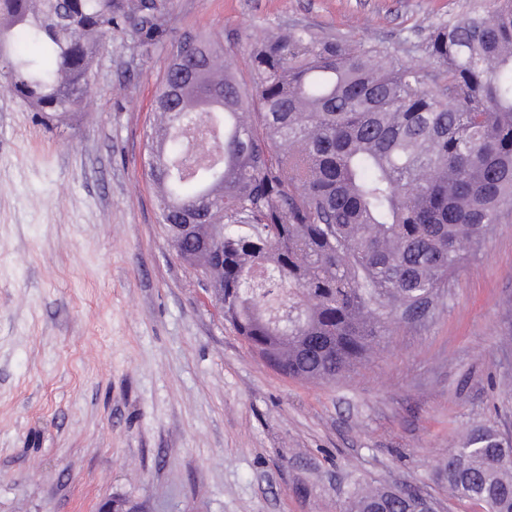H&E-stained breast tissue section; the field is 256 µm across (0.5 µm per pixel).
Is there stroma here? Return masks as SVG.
Returning <instances> with one entry per match:
<instances>
[{
	"mask_svg": "<svg viewBox=\"0 0 512 512\" xmlns=\"http://www.w3.org/2000/svg\"><path fill=\"white\" fill-rule=\"evenodd\" d=\"M489 0H154L162 27L100 49L88 111L65 121L0 88V512H344L361 487H411L440 512L461 433L512 436V221L467 249L432 315L393 325L332 381L281 376L211 302L159 222L144 153L186 36L285 28L397 47Z\"/></svg>",
	"mask_w": 512,
	"mask_h": 512,
	"instance_id": "obj_1",
	"label": "stroma"
}]
</instances>
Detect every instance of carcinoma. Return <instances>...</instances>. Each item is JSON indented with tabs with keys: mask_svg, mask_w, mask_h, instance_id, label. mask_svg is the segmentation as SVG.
Wrapping results in <instances>:
<instances>
[{
	"mask_svg": "<svg viewBox=\"0 0 512 512\" xmlns=\"http://www.w3.org/2000/svg\"><path fill=\"white\" fill-rule=\"evenodd\" d=\"M146 0H0L8 92L65 117L112 30L148 35ZM37 56L15 53L19 39ZM428 65L306 26L250 44L238 78L220 36L181 44L154 98L147 175L178 256L224 225V321L268 366L332 380L397 314L420 317L466 249L512 219V0L431 27ZM198 221L191 239L174 225ZM449 493L512 512V438L472 428L448 452ZM420 493L353 494L349 512H414Z\"/></svg>",
	"mask_w": 512,
	"mask_h": 512,
	"instance_id": "carcinoma-1",
	"label": "carcinoma"
}]
</instances>
